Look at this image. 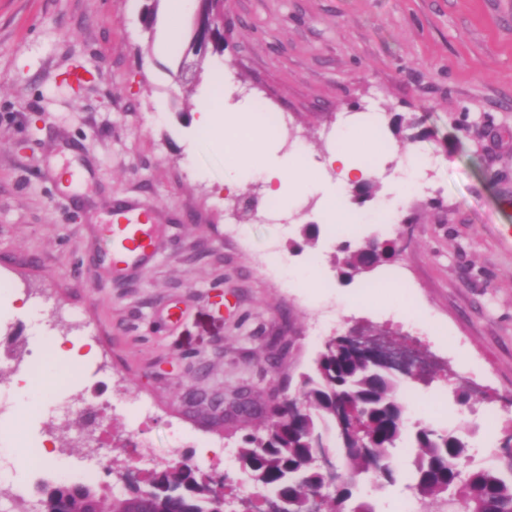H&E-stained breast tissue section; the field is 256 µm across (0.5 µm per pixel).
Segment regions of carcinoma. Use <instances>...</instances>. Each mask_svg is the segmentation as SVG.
Listing matches in <instances>:
<instances>
[{"label": "carcinoma", "instance_id": "obj_1", "mask_svg": "<svg viewBox=\"0 0 512 512\" xmlns=\"http://www.w3.org/2000/svg\"><path fill=\"white\" fill-rule=\"evenodd\" d=\"M420 121L412 118L393 124L392 132L409 141ZM337 265L352 278L373 272L392 254L365 251V245L340 246ZM300 405L286 400L262 405L252 399L242 403L237 419H263V426L246 434L237 450L238 463L251 476L260 499L267 493L283 500L285 512H307L312 496L323 497V512H373L365 501L348 506L353 498L350 481L324 487L320 453L330 448L327 429L336 427V455L345 460L350 477L373 473L379 485L393 484L397 471L392 450L405 430L406 405L400 382L383 371H374L358 356L331 339L315 368L301 375ZM346 408L373 444L360 448L346 429L340 410ZM415 453L409 488L415 500L431 512H457L459 503L468 512H512V457L489 465L471 466L464 436L452 430L418 428L412 438ZM220 496L208 476L179 462L154 470L144 484L127 493L105 498L83 484H46L42 488L43 512L56 503L68 504L69 512H223Z\"/></svg>", "mask_w": 512, "mask_h": 512}]
</instances>
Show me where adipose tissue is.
Segmentation results:
<instances>
[{
	"label": "adipose tissue",
	"mask_w": 512,
	"mask_h": 512,
	"mask_svg": "<svg viewBox=\"0 0 512 512\" xmlns=\"http://www.w3.org/2000/svg\"><path fill=\"white\" fill-rule=\"evenodd\" d=\"M250 127L249 112L237 107H225L221 98L207 96L199 107L197 130L217 148H224L244 131H250ZM267 149L268 144L263 136L252 133L249 149L233 155L235 173L225 180V187L235 189L237 172L252 167L260 160L264 163L265 181L272 196L287 202L300 193L316 191L321 193L323 203L335 217L343 221L351 219V212L341 205L345 191L353 182L370 174L368 168L356 164L354 145L336 149L322 159L303 163L268 157ZM330 168L337 171V178L332 183L324 179L325 171Z\"/></svg>",
	"instance_id": "1"
}]
</instances>
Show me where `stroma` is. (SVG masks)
Wrapping results in <instances>:
<instances>
[{
    "instance_id": "obj_1",
    "label": "stroma",
    "mask_w": 512,
    "mask_h": 512,
    "mask_svg": "<svg viewBox=\"0 0 512 512\" xmlns=\"http://www.w3.org/2000/svg\"><path fill=\"white\" fill-rule=\"evenodd\" d=\"M192 21L168 50L165 0H0V346L44 359L51 337L91 342L52 394L125 400L129 413L103 423L117 434L150 401L138 426L154 461L229 472L237 503L255 488L234 455L257 424L189 417L184 393L246 385L258 401L287 399L325 340L351 331L421 367L402 383L408 430L460 428L498 456L512 425V0H224L228 45L195 74ZM217 75L231 101L288 111L292 133L271 135L280 154L321 159L336 148L323 130L352 116L359 140L435 164L396 206L387 166L358 153L374 188L366 202L346 198L372 218L357 231L339 232L316 194L271 223L260 168L227 192L229 154L195 129ZM413 115L425 138L391 132ZM127 205L154 214L157 246L147 264L115 268L100 227ZM366 238L395 256L342 277L339 246ZM272 245L291 268H313L317 287L283 279L263 259ZM16 295L37 318L11 310ZM461 363L480 372V391L456 381ZM0 404V435L57 438L78 482L84 444L15 390L8 364ZM204 442L216 453L199 455ZM409 446L394 451L395 485L359 480L374 512H402L410 497Z\"/></svg>"
}]
</instances>
